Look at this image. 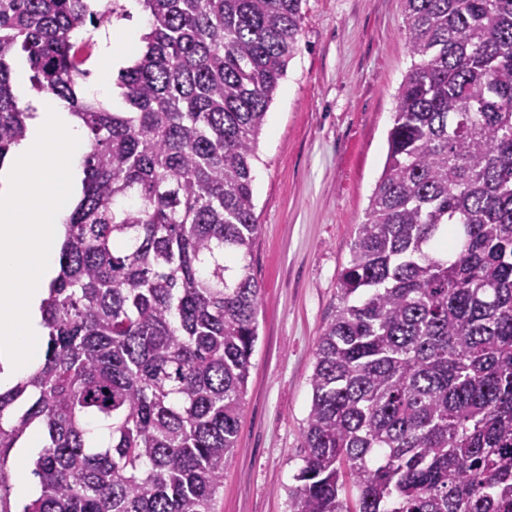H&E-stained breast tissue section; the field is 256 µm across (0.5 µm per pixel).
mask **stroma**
Masks as SVG:
<instances>
[{"instance_id":"35a3bbf8","label":"stroma","mask_w":512,"mask_h":512,"mask_svg":"<svg viewBox=\"0 0 512 512\" xmlns=\"http://www.w3.org/2000/svg\"><path fill=\"white\" fill-rule=\"evenodd\" d=\"M254 163L262 289L237 447L218 512H290L314 348L387 154L413 58L401 0H307Z\"/></svg>"}]
</instances>
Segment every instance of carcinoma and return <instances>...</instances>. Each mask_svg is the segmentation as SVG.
Wrapping results in <instances>:
<instances>
[{"mask_svg":"<svg viewBox=\"0 0 512 512\" xmlns=\"http://www.w3.org/2000/svg\"><path fill=\"white\" fill-rule=\"evenodd\" d=\"M124 109L78 93L90 0H0V164L34 86L87 130L42 308L44 362L0 391V512H217L261 286L253 162L303 0H139ZM416 62L314 351L291 512H512V0H401ZM28 397L26 409L14 404ZM13 70H14L15 82H16L18 72H22L23 77H24V84H21V85L19 84L17 87H18L19 93L22 94V96L24 97V91H25V94L27 95V97L29 99V102L27 104H23L19 98V103L21 106H24V107L29 106L31 108V104L35 101H38L39 99H42L45 97L57 98L56 96H54L53 94L48 93V92H36V91L32 90L31 83L29 80L31 71L29 69L28 63L26 62L24 54H22V53L18 54L15 61L13 62ZM33 427H36L37 429H39L40 432L39 431L31 432L28 436L26 446L21 451L22 458H24L28 455H34L40 448V450L37 453V456L29 459V461L27 463L30 470L33 468V464L43 448L42 447V441H43L42 435H43V439H44L43 445L45 444V436H44L42 428L40 426H33ZM41 433H42V435H41ZM30 470L25 469L19 465L17 476L14 481V488H13V484H11L10 498L17 510H21L22 507L26 503H28L31 499H34L40 491V486H39V489L37 492L36 484L34 483L32 477L30 475ZM14 491H15V493H14ZM34 494H36V495L33 496ZM16 495L19 497H22V498H28V497H30V498L20 499ZM31 496H33V497H31Z\"/></svg>","mask_w":512,"mask_h":512,"instance_id":"1","label":"carcinoma"}]
</instances>
